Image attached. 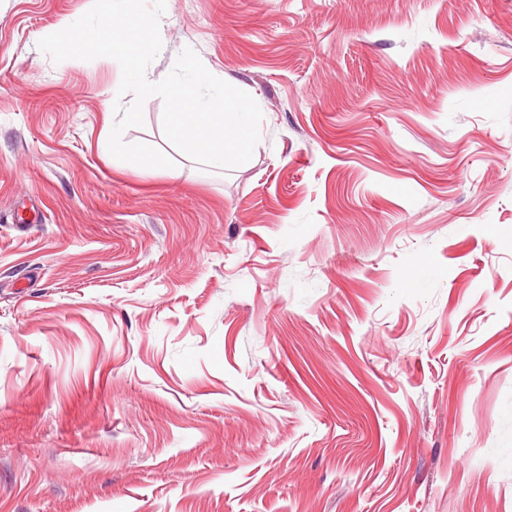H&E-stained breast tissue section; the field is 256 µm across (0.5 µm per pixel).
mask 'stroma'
<instances>
[{
    "label": "stroma",
    "instance_id": "stroma-1",
    "mask_svg": "<svg viewBox=\"0 0 512 512\" xmlns=\"http://www.w3.org/2000/svg\"><path fill=\"white\" fill-rule=\"evenodd\" d=\"M93 0H0V512H512V0H166L260 106L100 142Z\"/></svg>",
    "mask_w": 512,
    "mask_h": 512
}]
</instances>
